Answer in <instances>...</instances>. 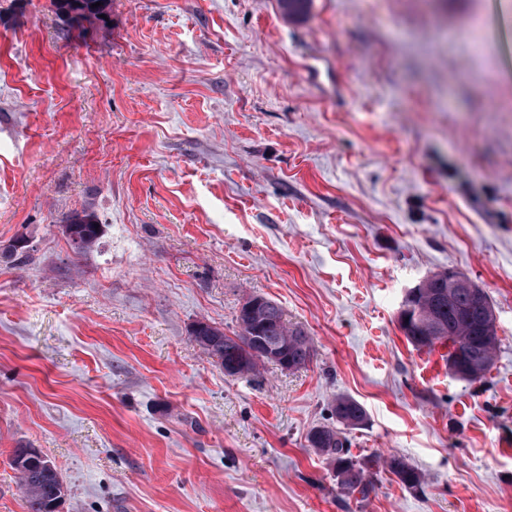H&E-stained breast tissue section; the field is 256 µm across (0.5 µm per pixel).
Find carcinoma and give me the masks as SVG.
Segmentation results:
<instances>
[{
    "mask_svg": "<svg viewBox=\"0 0 512 512\" xmlns=\"http://www.w3.org/2000/svg\"><path fill=\"white\" fill-rule=\"evenodd\" d=\"M100 3L94 8L92 4ZM109 0H53L56 11L72 18V25L84 27L95 23L101 29L108 27ZM280 9L288 17H300L309 10L311 0H278ZM69 238L80 240L82 246L74 253L82 255L98 242L101 228L97 217L87 211L71 214L65 224ZM414 327L401 326L407 341L417 348H432L438 343L450 342L452 350L448 357H457L461 362L482 359L487 363L494 360L499 343L497 329L490 323L487 309L491 307L489 297L479 302L465 288H458L448 294V281L431 280L429 287L406 300ZM237 330L228 336L224 331L209 323L191 337V340L222 365L227 361H243L240 376H254L259 367L267 361L282 366L281 359H269L257 353V339L262 338L271 345L284 350L288 357V369L305 367L314 355L313 338L300 326L288 322L284 310L275 301L263 299L259 316L255 317L239 308L236 314ZM432 331L430 336H421L423 329ZM336 418L335 427H318L308 434V442L323 456L336 471L340 486L349 494H358L366 499L376 489L380 469L398 477L408 488H419L424 482L422 474L410 465L404 457L392 454L387 458L379 455L362 461L352 458L345 430L365 424L367 414L360 402L338 396L332 405ZM43 456L34 448H15L10 463L18 473L24 493L27 512H54V505L66 496V486L57 470L46 471L42 466Z\"/></svg>",
    "mask_w": 512,
    "mask_h": 512,
    "instance_id": "cac0c4a2",
    "label": "carcinoma"
}]
</instances>
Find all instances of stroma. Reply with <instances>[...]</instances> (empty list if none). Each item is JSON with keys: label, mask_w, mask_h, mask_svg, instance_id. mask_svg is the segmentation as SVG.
Returning <instances> with one entry per match:
<instances>
[{"label": "stroma", "mask_w": 512, "mask_h": 512, "mask_svg": "<svg viewBox=\"0 0 512 512\" xmlns=\"http://www.w3.org/2000/svg\"><path fill=\"white\" fill-rule=\"evenodd\" d=\"M109 32L0 0V512L36 448L59 512H512V37L501 0H112ZM93 210L75 255L62 231ZM444 269L488 292L484 377L399 328ZM252 294L312 361L225 375L191 341ZM403 456L367 500L307 441ZM98 224L97 217L87 211L75 212L71 214L65 224V232L70 241L77 238L82 243L79 249H74L75 255H82L91 250L98 242L101 234V225ZM332 413L336 423L343 428H314L308 434V442L311 448L333 464L337 481L348 494H358L361 499H367L376 489L380 468L397 476L408 488L421 487L424 482L422 474L402 456L391 454L382 460L381 455H374L362 461L352 458L345 430L365 424L367 414L360 402L348 396H338L332 405Z\"/></svg>", "instance_id": "obj_1"}]
</instances>
